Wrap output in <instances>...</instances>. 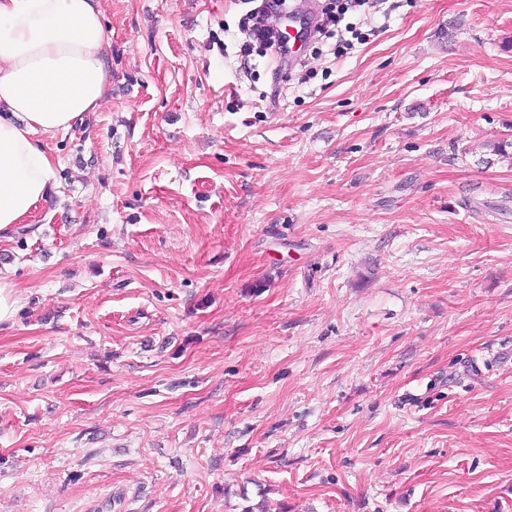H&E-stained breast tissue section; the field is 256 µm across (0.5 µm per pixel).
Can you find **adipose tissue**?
I'll list each match as a JSON object with an SVG mask.
<instances>
[{
  "mask_svg": "<svg viewBox=\"0 0 512 512\" xmlns=\"http://www.w3.org/2000/svg\"><path fill=\"white\" fill-rule=\"evenodd\" d=\"M103 20L99 0H0V236L53 188L42 138L105 100Z\"/></svg>",
  "mask_w": 512,
  "mask_h": 512,
  "instance_id": "obj_1",
  "label": "adipose tissue"
}]
</instances>
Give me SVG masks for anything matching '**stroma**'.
<instances>
[{"mask_svg":"<svg viewBox=\"0 0 512 512\" xmlns=\"http://www.w3.org/2000/svg\"><path fill=\"white\" fill-rule=\"evenodd\" d=\"M105 104L0 238V512H512V0L242 61L101 0Z\"/></svg>","mask_w":512,"mask_h":512,"instance_id":"stroma-1","label":"stroma"}]
</instances>
